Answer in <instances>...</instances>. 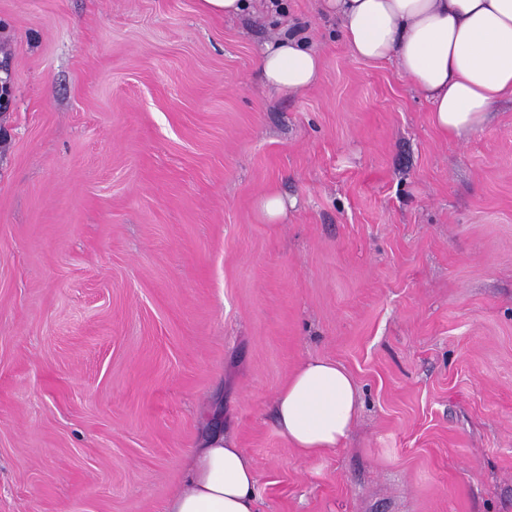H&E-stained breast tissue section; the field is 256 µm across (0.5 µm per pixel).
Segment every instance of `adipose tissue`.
Segmentation results:
<instances>
[{
  "mask_svg": "<svg viewBox=\"0 0 512 512\" xmlns=\"http://www.w3.org/2000/svg\"><path fill=\"white\" fill-rule=\"evenodd\" d=\"M322 7L339 19L355 57L395 62L443 134L482 129L497 104L512 99V0H323ZM257 68L267 85L293 94L318 81L322 59L299 36L284 35L265 46ZM275 409L291 447L318 456L347 439L356 386L336 362L312 358L278 390ZM256 483L254 460L218 433L194 451L166 512H258Z\"/></svg>",
  "mask_w": 512,
  "mask_h": 512,
  "instance_id": "obj_1",
  "label": "adipose tissue"
}]
</instances>
